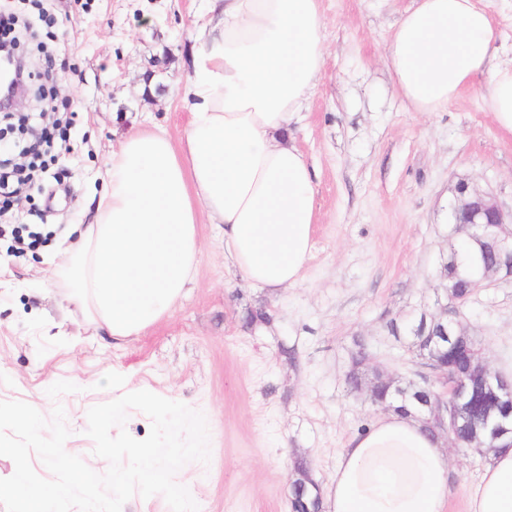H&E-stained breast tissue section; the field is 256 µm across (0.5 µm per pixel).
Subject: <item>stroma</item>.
I'll list each match as a JSON object with an SVG mask.
<instances>
[{"label":"stroma","mask_w":512,"mask_h":512,"mask_svg":"<svg viewBox=\"0 0 512 512\" xmlns=\"http://www.w3.org/2000/svg\"><path fill=\"white\" fill-rule=\"evenodd\" d=\"M412 3L320 0L328 56L296 124L315 174L314 247L295 286H250L225 256L219 225L202 224L185 297L117 343L64 321L58 295L40 291L47 244L21 252L16 236H0V400L46 417L62 405L69 453L101 470L108 463L85 433L90 407L145 388L202 411L210 462L175 476L200 512H290L288 463L300 455L326 484L346 440L382 413L346 385L358 345L393 376L424 370L386 324L434 306L456 184L512 211V136L477 89L447 111L416 112L386 68L384 49ZM48 9L52 27L36 24L23 54L34 84L54 73L57 104L73 114L70 148L0 225L54 240L84 221L129 129L180 136L189 116L171 90L190 72L189 30L209 15L207 0H48ZM256 309L270 321L247 327ZM461 317L485 358L512 355V280L487 282ZM451 457L450 512H466L484 462L457 448Z\"/></svg>","instance_id":"obj_1"}]
</instances>
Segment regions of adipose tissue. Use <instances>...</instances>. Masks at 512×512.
<instances>
[{"label": "adipose tissue", "instance_id": "obj_1", "mask_svg": "<svg viewBox=\"0 0 512 512\" xmlns=\"http://www.w3.org/2000/svg\"><path fill=\"white\" fill-rule=\"evenodd\" d=\"M192 32V73L177 91L189 112L179 141L132 130L114 151L89 221L43 259L84 323L113 340L168 316L192 282L201 219L252 285L296 284L313 248V173L294 125L327 48L319 0H209ZM499 33L477 0H417L384 61L418 112H442L484 75L481 98L512 135V64L494 62ZM449 459L416 419L390 412L338 453L327 512H446ZM467 512H512V439L471 486Z\"/></svg>", "mask_w": 512, "mask_h": 512}]
</instances>
